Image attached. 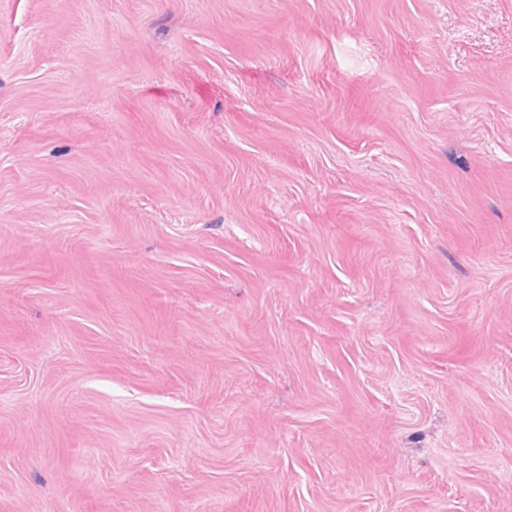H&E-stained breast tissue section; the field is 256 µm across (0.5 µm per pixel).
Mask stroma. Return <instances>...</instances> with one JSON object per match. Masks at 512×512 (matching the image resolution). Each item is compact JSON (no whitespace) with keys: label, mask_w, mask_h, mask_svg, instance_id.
Here are the masks:
<instances>
[{"label":"stroma","mask_w":512,"mask_h":512,"mask_svg":"<svg viewBox=\"0 0 512 512\" xmlns=\"http://www.w3.org/2000/svg\"><path fill=\"white\" fill-rule=\"evenodd\" d=\"M0 512H512V0H0Z\"/></svg>","instance_id":"stroma-1"}]
</instances>
